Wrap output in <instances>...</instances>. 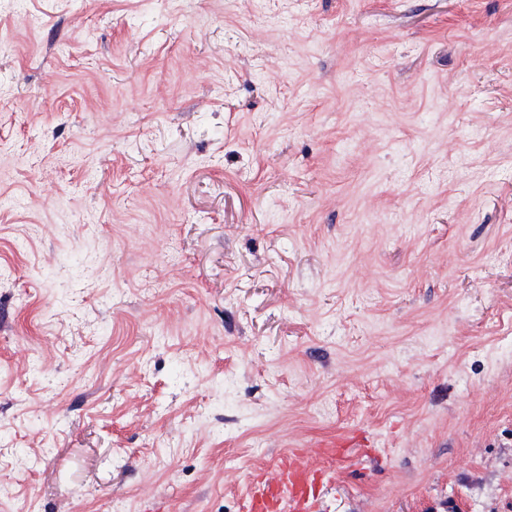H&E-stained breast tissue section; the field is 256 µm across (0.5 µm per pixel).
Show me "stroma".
<instances>
[{
	"label": "stroma",
	"mask_w": 512,
	"mask_h": 512,
	"mask_svg": "<svg viewBox=\"0 0 512 512\" xmlns=\"http://www.w3.org/2000/svg\"><path fill=\"white\" fill-rule=\"evenodd\" d=\"M512 512V0H0V512ZM308 453L292 450L271 477H259L247 512H318L324 493V472L308 461Z\"/></svg>",
	"instance_id": "35a3bbf8"
}]
</instances>
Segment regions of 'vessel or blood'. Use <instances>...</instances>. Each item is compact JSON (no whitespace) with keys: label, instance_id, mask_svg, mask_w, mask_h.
<instances>
[{"label":"vessel or blood","instance_id":"obj_1","mask_svg":"<svg viewBox=\"0 0 512 512\" xmlns=\"http://www.w3.org/2000/svg\"><path fill=\"white\" fill-rule=\"evenodd\" d=\"M324 473L308 461L306 451H291L271 476L259 477L247 512H319Z\"/></svg>","mask_w":512,"mask_h":512}]
</instances>
